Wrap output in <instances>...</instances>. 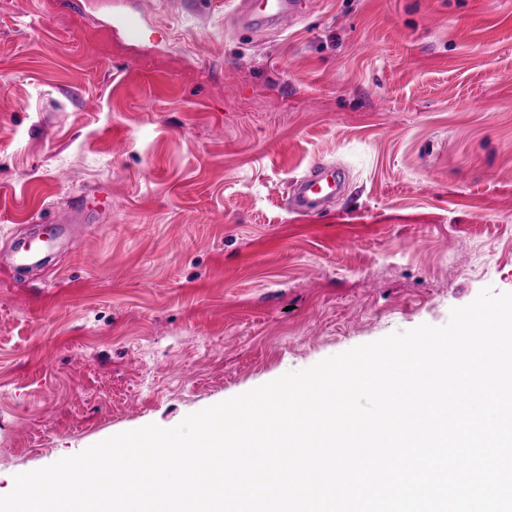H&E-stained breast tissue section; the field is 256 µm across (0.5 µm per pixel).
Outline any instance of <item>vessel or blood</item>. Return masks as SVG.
Instances as JSON below:
<instances>
[{"label": "vessel or blood", "mask_w": 512, "mask_h": 512, "mask_svg": "<svg viewBox=\"0 0 512 512\" xmlns=\"http://www.w3.org/2000/svg\"><path fill=\"white\" fill-rule=\"evenodd\" d=\"M300 9L299 0H238L235 13L238 23L247 29L283 28L297 19ZM118 22L128 41L134 43L142 39L144 15L123 14ZM347 185L345 168L323 162L313 163L293 183L289 207L298 215L322 216L336 198L344 195ZM42 230L45 234L42 243L25 242L15 247L12 254L14 267L26 269L43 265L55 243L73 233L71 226L58 224L43 225Z\"/></svg>", "instance_id": "obj_1"}]
</instances>
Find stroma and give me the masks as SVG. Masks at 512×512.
<instances>
[{
  "instance_id": "obj_1",
  "label": "stroma",
  "mask_w": 512,
  "mask_h": 512,
  "mask_svg": "<svg viewBox=\"0 0 512 512\" xmlns=\"http://www.w3.org/2000/svg\"><path fill=\"white\" fill-rule=\"evenodd\" d=\"M233 8L0 0V495L512 292V0H308L285 32ZM317 160L349 190L304 218ZM36 224L78 230L14 271ZM119 27L121 28L125 38L135 43L142 39L145 17L144 15L138 14H122L118 18ZM347 185L348 174L342 166L313 163L291 186L289 207L298 215L320 217L344 195Z\"/></svg>"
}]
</instances>
